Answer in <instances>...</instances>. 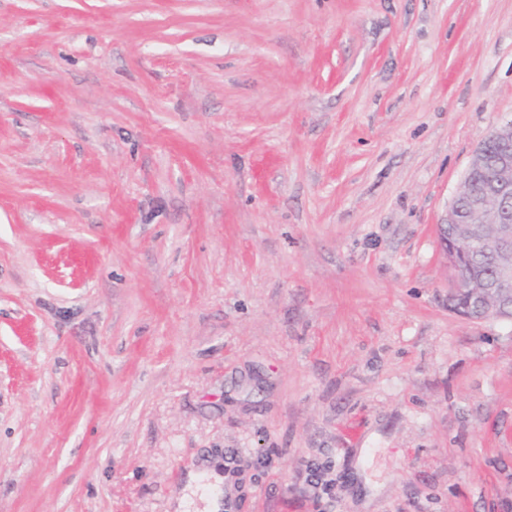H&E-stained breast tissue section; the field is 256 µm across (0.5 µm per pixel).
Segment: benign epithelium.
<instances>
[{
	"label": "benign epithelium",
	"mask_w": 512,
	"mask_h": 512,
	"mask_svg": "<svg viewBox=\"0 0 512 512\" xmlns=\"http://www.w3.org/2000/svg\"><path fill=\"white\" fill-rule=\"evenodd\" d=\"M488 138L504 146L494 165V179L486 193L470 196V209L481 212L487 205L486 196L501 200L512 196V119L506 120L490 132ZM494 232L484 236L481 225L463 224L451 202L443 222L435 225L436 233L447 251L448 265L455 266V285L448 292V309L473 321L493 317L512 321V221L496 214L492 218ZM488 249L494 256L493 274L490 277L470 274L459 263V255L470 252L475 246ZM467 295L472 304L466 309L457 308V299Z\"/></svg>",
	"instance_id": "benign-epithelium-1"
}]
</instances>
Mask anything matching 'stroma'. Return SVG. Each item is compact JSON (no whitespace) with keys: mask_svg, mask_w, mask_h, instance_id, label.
I'll return each instance as SVG.
<instances>
[{"mask_svg":"<svg viewBox=\"0 0 512 512\" xmlns=\"http://www.w3.org/2000/svg\"><path fill=\"white\" fill-rule=\"evenodd\" d=\"M510 118L512 0H0V512H512L434 232Z\"/></svg>","mask_w":512,"mask_h":512,"instance_id":"1","label":"stroma"}]
</instances>
